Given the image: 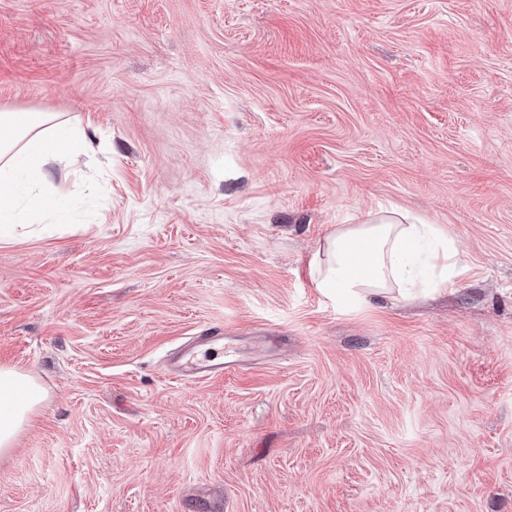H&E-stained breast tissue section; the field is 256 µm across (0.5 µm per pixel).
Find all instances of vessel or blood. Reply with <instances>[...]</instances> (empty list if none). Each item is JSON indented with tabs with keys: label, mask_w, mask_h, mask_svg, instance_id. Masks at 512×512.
Returning <instances> with one entry per match:
<instances>
[{
	"label": "vessel or blood",
	"mask_w": 512,
	"mask_h": 512,
	"mask_svg": "<svg viewBox=\"0 0 512 512\" xmlns=\"http://www.w3.org/2000/svg\"><path fill=\"white\" fill-rule=\"evenodd\" d=\"M225 341L223 327L214 326L205 330L172 354L168 363L170 374L178 380L193 383L218 378L236 369L238 360L219 359L210 354L213 346L224 344Z\"/></svg>",
	"instance_id": "1"
}]
</instances>
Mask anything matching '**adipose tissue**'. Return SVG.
Returning <instances> with one entry per match:
<instances>
[{
  "label": "adipose tissue",
  "mask_w": 512,
  "mask_h": 512,
  "mask_svg": "<svg viewBox=\"0 0 512 512\" xmlns=\"http://www.w3.org/2000/svg\"><path fill=\"white\" fill-rule=\"evenodd\" d=\"M86 131L59 112L0 110V238L22 232L46 210L47 196L65 199L66 186L50 168L71 165L90 150ZM431 245L429 263L444 290L458 275L455 241L438 225L396 207L367 213L359 223L340 224L319 243L314 284L349 302L412 292L419 276L417 254ZM47 398L45 389L16 367L0 366V456L14 447Z\"/></svg>",
  "instance_id": "1"
}]
</instances>
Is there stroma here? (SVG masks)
Segmentation results:
<instances>
[{"label": "stroma", "mask_w": 512, "mask_h": 512, "mask_svg": "<svg viewBox=\"0 0 512 512\" xmlns=\"http://www.w3.org/2000/svg\"><path fill=\"white\" fill-rule=\"evenodd\" d=\"M1 108L96 151L0 242V512H512V0H0ZM389 205L453 285L320 293ZM214 325L244 368L169 379ZM47 398L46 390L16 367L0 366V456L15 446Z\"/></svg>", "instance_id": "obj_1"}]
</instances>
